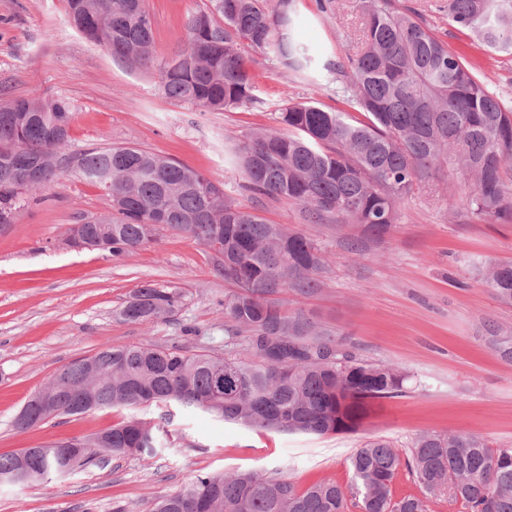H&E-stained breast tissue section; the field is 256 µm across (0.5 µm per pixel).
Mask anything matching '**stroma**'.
I'll use <instances>...</instances> for the list:
<instances>
[{
	"label": "stroma",
	"mask_w": 512,
	"mask_h": 512,
	"mask_svg": "<svg viewBox=\"0 0 512 512\" xmlns=\"http://www.w3.org/2000/svg\"><path fill=\"white\" fill-rule=\"evenodd\" d=\"M443 0H394L420 11L449 47L474 62L487 85L512 107V54L486 52L451 23ZM201 0H145L155 56L168 59L186 39L185 22ZM296 35L342 62L358 42L362 0H297ZM263 111L203 112L167 99L152 71L113 61L73 29L65 0H0V100L67 99L75 109L70 149L138 146L223 183L238 202L273 224L314 239L331 272L322 289L302 298L284 292V309L304 308L321 326L348 337L361 354L402 366L419 380L400 397L375 399L357 431L324 436L257 433L197 411L175 418L155 458L125 457L30 486L0 485V512H145L156 496L199 473L280 471L305 487L323 477L350 485L349 458L368 439L407 452L422 432H474L491 446L512 448V363L485 341L488 323L512 330L479 275L489 262H512V223L491 222L468 207L471 184L446 170L399 206L384 233L358 224L304 223L299 204L251 198L244 174L227 153L249 129L273 125L283 96H311L310 84L259 61L252 65ZM109 200L75 172L25 197L14 224L0 233V454L51 439L82 437L131 417L114 408L58 418L20 430L15 416L70 362L107 346L153 342L194 352L224 349V293L211 251L183 233L164 232L137 253L115 258L73 251L69 229L106 214ZM151 281L182 288L178 323H131L119 312Z\"/></svg>",
	"instance_id": "stroma-1"
}]
</instances>
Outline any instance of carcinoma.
Returning <instances> with one entry per match:
<instances>
[{
  "mask_svg": "<svg viewBox=\"0 0 512 512\" xmlns=\"http://www.w3.org/2000/svg\"><path fill=\"white\" fill-rule=\"evenodd\" d=\"M69 22L116 62L153 70L164 95L209 111L259 109L255 77L244 51L311 77H343L344 101L364 119L348 121L314 97L285 98L276 125L246 132L235 160L254 199L302 206L308 224L348 221L372 233L395 223L398 206L440 177L450 161L472 181L473 214L512 220V109L506 108L457 52L412 9L392 0H365L360 43L335 64L299 41L296 0H203L186 23L187 40L154 64L152 19L144 0H66ZM448 19L489 50L512 54V0H447ZM74 109L40 94L0 104V224H11L24 193L69 169L108 190L112 212L78 225L88 237L111 239L112 256L140 250L179 224L209 249L220 243L216 271L236 291L224 296V352L188 353L150 342L105 347L58 370L69 381L65 401L35 413L25 430L99 408L156 406L158 418L132 416L105 430L112 445L83 438L74 464L98 467L105 457L152 456L176 405L263 432L326 435L353 432L371 399L407 392L415 376L356 353L345 336L317 325L303 308L282 311L275 295L317 292L330 264L309 237L269 224L243 208L208 176L135 146L70 153ZM494 298L512 306V263L483 271ZM185 306L177 287L145 282L120 316L128 322L173 318ZM488 341L512 362V335L489 329ZM352 485L324 477L299 487L278 472L202 473L157 496L146 512H426L425 501L394 499L391 485L404 466L433 496L467 512H512V448H492L480 434L421 433L401 454L384 440H367L351 457ZM53 451L0 455V476L27 469L31 485L59 475Z\"/></svg>",
  "mask_w": 512,
  "mask_h": 512,
  "instance_id": "cac0c4a2",
  "label": "carcinoma"
}]
</instances>
